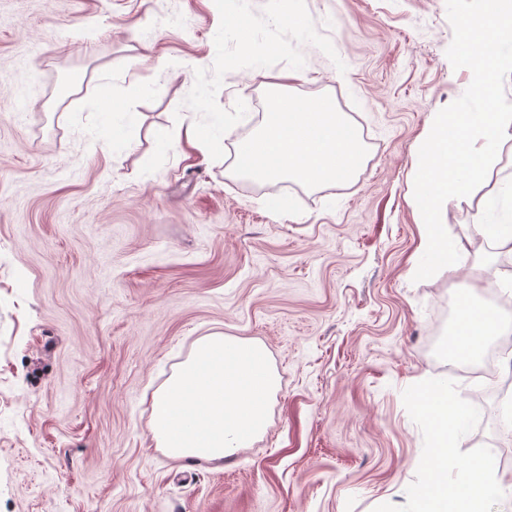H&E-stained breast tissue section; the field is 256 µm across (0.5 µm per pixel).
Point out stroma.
<instances>
[{
    "mask_svg": "<svg viewBox=\"0 0 512 512\" xmlns=\"http://www.w3.org/2000/svg\"><path fill=\"white\" fill-rule=\"evenodd\" d=\"M446 0H0V512H419L420 391L512 484V404L448 352L458 291L512 324V151L453 203L464 261L417 282L414 165L467 69ZM332 104L355 175L236 173L273 85ZM264 346L270 425L223 464L168 459L151 396L205 335Z\"/></svg>",
    "mask_w": 512,
    "mask_h": 512,
    "instance_id": "35a3bbf8",
    "label": "stroma"
}]
</instances>
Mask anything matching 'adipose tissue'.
Returning <instances> with one entry per match:
<instances>
[{
  "label": "adipose tissue",
  "instance_id": "obj_1",
  "mask_svg": "<svg viewBox=\"0 0 512 512\" xmlns=\"http://www.w3.org/2000/svg\"><path fill=\"white\" fill-rule=\"evenodd\" d=\"M363 156L362 141L347 130L339 113L304 112L276 92L261 125L237 142L235 167L258 180L289 179L316 186L351 176ZM500 330L494 311L462 301L452 349L477 356L486 339ZM418 410L437 443L428 460L431 479L421 493L424 512H486L487 500L496 490L488 482L483 462L467 464L464 483L448 482V426L465 414V407L432 389L419 392Z\"/></svg>",
  "mask_w": 512,
  "mask_h": 512
}]
</instances>
